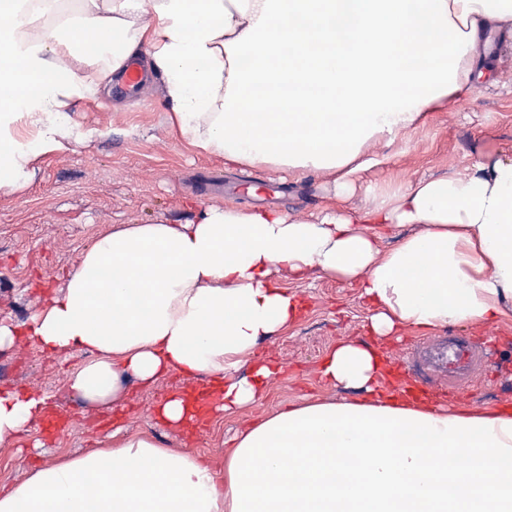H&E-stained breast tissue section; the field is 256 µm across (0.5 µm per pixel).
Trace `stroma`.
Masks as SVG:
<instances>
[{
	"label": "stroma",
	"instance_id": "1",
	"mask_svg": "<svg viewBox=\"0 0 512 512\" xmlns=\"http://www.w3.org/2000/svg\"><path fill=\"white\" fill-rule=\"evenodd\" d=\"M77 127L98 129L90 144L41 156L29 186L0 194V319L21 325L66 283L80 254L98 234L121 224L197 220L202 205L276 206L293 216L315 213L327 179L276 166L241 167L199 153L176 135L153 79L135 97L99 93L71 112ZM512 153V60L495 83L463 91L456 108L428 114L414 133L377 144L355 173L359 189L348 205L361 209L381 194L403 190L424 177H445L497 154ZM304 308L288 329L265 342L260 353L284 366L251 414L222 412L204 429L176 430L156 417L158 405L186 389L172 374L155 386L129 382L120 401L101 408L83 403L67 386L87 351L51 355L28 337L0 350V390L47 396L50 408L71 412L69 427L46 435L32 423L21 440L0 447V487L24 482L37 467L62 455L79 456L122 427L165 448H187L223 462L224 451L249 416L327 392L317 372L324 354L340 340L367 335L368 307L357 285L330 278L289 279ZM454 334L484 346V370L471 390L449 391L433 383L429 399L448 406H512V322L457 326Z\"/></svg>",
	"mask_w": 512,
	"mask_h": 512
}]
</instances>
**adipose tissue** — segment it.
Instances as JSON below:
<instances>
[{
    "label": "adipose tissue",
    "mask_w": 512,
    "mask_h": 512,
    "mask_svg": "<svg viewBox=\"0 0 512 512\" xmlns=\"http://www.w3.org/2000/svg\"><path fill=\"white\" fill-rule=\"evenodd\" d=\"M504 33L512 0H81L61 28L0 0V193L24 189L39 156L98 137L70 108L135 57L201 152L329 179L310 217L214 204L193 222L98 236L22 330L47 353L94 352L67 378L82 401L109 404L132 379L203 375L213 409L251 408L283 371L260 346L303 310L284 273L357 284L370 312L369 337L338 342L318 368L343 398L265 414L222 467L116 430L33 472L0 512H512V411L400 401L376 346L409 329L512 320V157L344 208L370 146L493 82L502 59L489 45ZM89 38L91 84L72 70ZM395 224L414 231L380 248L379 227ZM22 331L0 320V349ZM45 406L0 391V446Z\"/></svg>",
    "instance_id": "adipose-tissue-1"
}]
</instances>
